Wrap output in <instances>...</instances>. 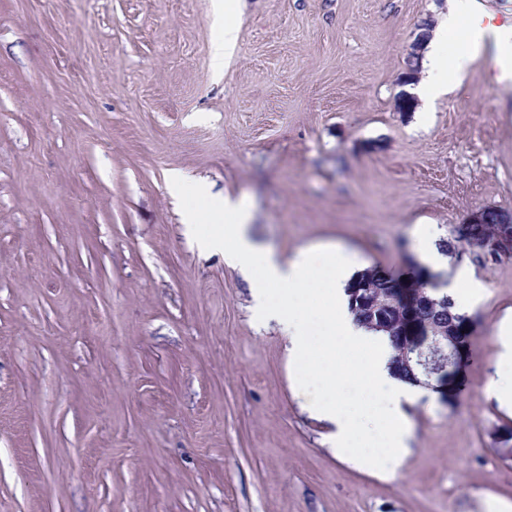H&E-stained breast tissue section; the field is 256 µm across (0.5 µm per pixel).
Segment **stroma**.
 <instances>
[{
    "mask_svg": "<svg viewBox=\"0 0 512 512\" xmlns=\"http://www.w3.org/2000/svg\"><path fill=\"white\" fill-rule=\"evenodd\" d=\"M213 0H0V512H481L512 503L488 397L512 258L485 286L454 405L407 406L396 477L340 460L252 282L197 245L242 201L284 259L408 273L485 208L512 216V76L489 58L426 122L401 74L448 0H244L215 73ZM184 177L180 196L168 172ZM107 320L111 333L96 324ZM416 236L421 265L431 272H441L443 269L442 256L432 244L434 233L431 226L428 224L421 225L416 231Z\"/></svg>",
    "mask_w": 512,
    "mask_h": 512,
    "instance_id": "obj_1",
    "label": "stroma"
}]
</instances>
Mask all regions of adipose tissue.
<instances>
[{"instance_id":"1","label":"adipose tissue","mask_w":512,"mask_h":512,"mask_svg":"<svg viewBox=\"0 0 512 512\" xmlns=\"http://www.w3.org/2000/svg\"><path fill=\"white\" fill-rule=\"evenodd\" d=\"M469 16L463 54H439ZM494 62L512 66V24L499 25L483 0H448L445 23L427 42V76L410 91L422 103L448 94L443 72L462 75L487 44ZM241 203L224 200V221L207 237V245L224 250V260L255 276V307L261 318L276 320L288 337V360L297 373V393L308 408L328 421L330 443L341 459L377 475L395 477L407 451L411 421L406 407L418 400L416 383L394 376L385 335L356 322L346 286L356 274L358 257L343 248L322 246L289 261L252 243ZM501 370L486 389L512 411V307L497 323Z\"/></svg>"}]
</instances>
